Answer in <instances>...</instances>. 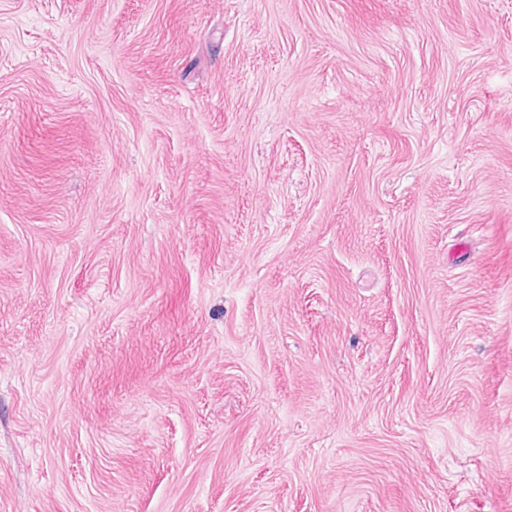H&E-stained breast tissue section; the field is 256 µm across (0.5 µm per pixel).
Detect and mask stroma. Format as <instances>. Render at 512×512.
I'll use <instances>...</instances> for the list:
<instances>
[{"instance_id":"1","label":"stroma","mask_w":512,"mask_h":512,"mask_svg":"<svg viewBox=\"0 0 512 512\" xmlns=\"http://www.w3.org/2000/svg\"><path fill=\"white\" fill-rule=\"evenodd\" d=\"M0 512H512V0H0Z\"/></svg>"}]
</instances>
